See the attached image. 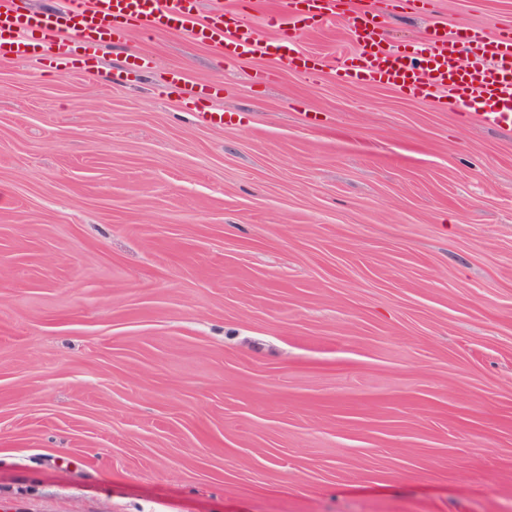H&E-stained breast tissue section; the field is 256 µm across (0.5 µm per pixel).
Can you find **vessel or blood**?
<instances>
[{
    "instance_id": "vessel-or-blood-1",
    "label": "vessel or blood",
    "mask_w": 512,
    "mask_h": 512,
    "mask_svg": "<svg viewBox=\"0 0 512 512\" xmlns=\"http://www.w3.org/2000/svg\"><path fill=\"white\" fill-rule=\"evenodd\" d=\"M137 23L148 31L175 27L189 38L232 59L242 54L278 53L286 62L300 58L296 47V13L275 17L287 39L274 45L253 38L243 18L226 22L223 14L199 15L195 0H70L53 13L29 14L13 0H0V50L18 55L34 52L48 59L66 57L73 46L92 51L103 39L118 34L120 22ZM365 80L384 82L425 99L475 111L477 119L512 128V36H491L473 30L464 41L431 32L411 56L380 43L359 48Z\"/></svg>"
}]
</instances>
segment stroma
<instances>
[{
    "label": "stroma",
    "instance_id": "obj_1",
    "mask_svg": "<svg viewBox=\"0 0 512 512\" xmlns=\"http://www.w3.org/2000/svg\"><path fill=\"white\" fill-rule=\"evenodd\" d=\"M369 2L402 52L512 29ZM199 7L265 41L287 0ZM357 48L0 57V512H512V131L339 80Z\"/></svg>",
    "mask_w": 512,
    "mask_h": 512
}]
</instances>
